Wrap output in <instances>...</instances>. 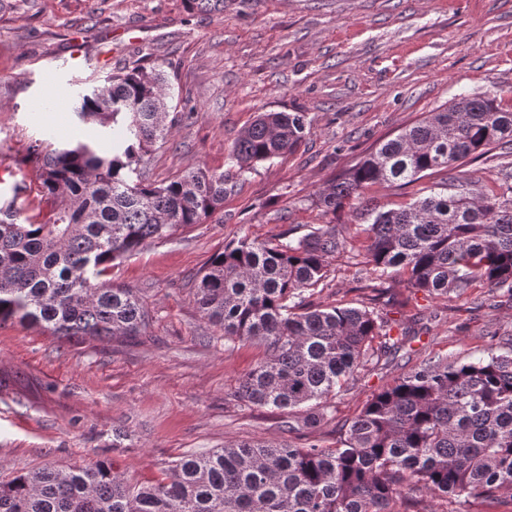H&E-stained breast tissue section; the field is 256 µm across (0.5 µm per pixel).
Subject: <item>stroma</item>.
Segmentation results:
<instances>
[{
  "mask_svg": "<svg viewBox=\"0 0 512 512\" xmlns=\"http://www.w3.org/2000/svg\"><path fill=\"white\" fill-rule=\"evenodd\" d=\"M77 45L81 66L64 70ZM143 61L197 107L193 118L176 115L166 143L145 156L150 180L229 169L235 140L262 112L305 113L310 133L293 154L240 177L206 223L118 261L113 284L149 311L141 335L88 342L0 326V480L105 461L148 485L182 455L243 440L335 447L337 420L354 417L403 368L361 370L331 399L332 421L300 434L288 432L287 413L241 402L239 381L264 348L226 342L193 296L196 273L232 240L336 227L346 247L329 257L313 303L375 306L407 328L412 350L479 357L512 334V303L490 287L446 302L378 282L352 208L327 214L314 203L367 151L454 98L489 91L512 106V0H224L220 13L191 0H0V200L36 187L37 169L22 159L28 143L93 135L76 116L38 111L41 99ZM443 180L436 173L364 196L396 208Z\"/></svg>",
  "mask_w": 512,
  "mask_h": 512,
  "instance_id": "stroma-1",
  "label": "stroma"
}]
</instances>
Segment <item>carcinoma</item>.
<instances>
[{
	"mask_svg": "<svg viewBox=\"0 0 512 512\" xmlns=\"http://www.w3.org/2000/svg\"><path fill=\"white\" fill-rule=\"evenodd\" d=\"M164 85L157 67L137 64L82 96L79 120L118 134L106 154L91 142L26 147L48 211L26 214L15 196L0 206V325L16 320L83 341L140 335L148 313L132 289L104 280L113 263L147 240L205 223L237 178L310 134L303 112H264L232 147L235 173L197 167L150 183L141 162L169 134ZM496 148L512 150V109L495 95H465L371 149L318 201L334 214L369 186L450 173L444 191L399 208L365 204L373 273L402 275L434 297L488 284L512 301V172L501 169L480 188L452 174ZM344 247L327 225L296 240L244 237L194 278L198 309L224 340L265 348L237 398L288 411L291 433L320 426L337 388L408 341L373 307L311 303L329 257ZM338 431L334 448L243 442L185 455L148 486H130L104 462L45 466L0 481V512H421L427 497L460 512L471 497L512 489V335L473 360L425 359Z\"/></svg>",
	"mask_w": 512,
	"mask_h": 512,
	"instance_id": "cac0c4a2",
	"label": "carcinoma"
}]
</instances>
